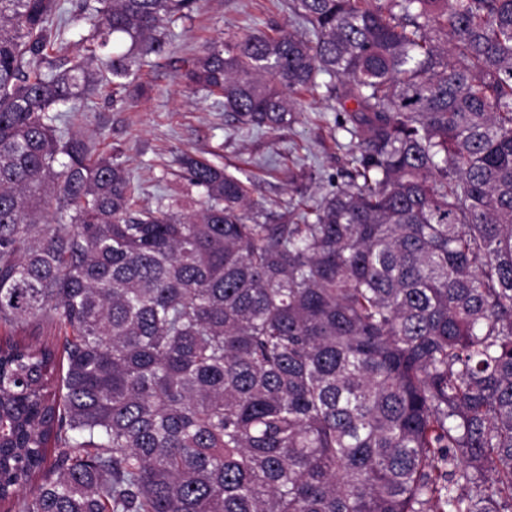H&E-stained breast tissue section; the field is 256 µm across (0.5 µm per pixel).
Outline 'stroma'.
<instances>
[{"label": "stroma", "mask_w": 512, "mask_h": 512, "mask_svg": "<svg viewBox=\"0 0 512 512\" xmlns=\"http://www.w3.org/2000/svg\"><path fill=\"white\" fill-rule=\"evenodd\" d=\"M288 0H201L197 10L171 28L165 52L142 67V96L113 103L109 89L81 113L82 130L98 152L117 156L139 185L143 203L156 205L182 186L179 152L206 157L250 177L251 196L270 215L298 201L314 203L345 180L350 138L336 128V114L322 99L305 98L297 123L274 132L241 128L202 95L191 94L180 76L203 46L245 29H296ZM313 172L292 183L289 169Z\"/></svg>", "instance_id": "35a3bbf8"}]
</instances>
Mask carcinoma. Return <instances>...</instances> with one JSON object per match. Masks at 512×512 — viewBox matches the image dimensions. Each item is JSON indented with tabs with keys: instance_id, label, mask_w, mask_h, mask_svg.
Listing matches in <instances>:
<instances>
[{
	"instance_id": "1",
	"label": "carcinoma",
	"mask_w": 512,
	"mask_h": 512,
	"mask_svg": "<svg viewBox=\"0 0 512 512\" xmlns=\"http://www.w3.org/2000/svg\"><path fill=\"white\" fill-rule=\"evenodd\" d=\"M0 0L3 512H512V0H291L183 74L248 129L334 100L279 224L177 156L141 203L61 124L198 0Z\"/></svg>"
}]
</instances>
